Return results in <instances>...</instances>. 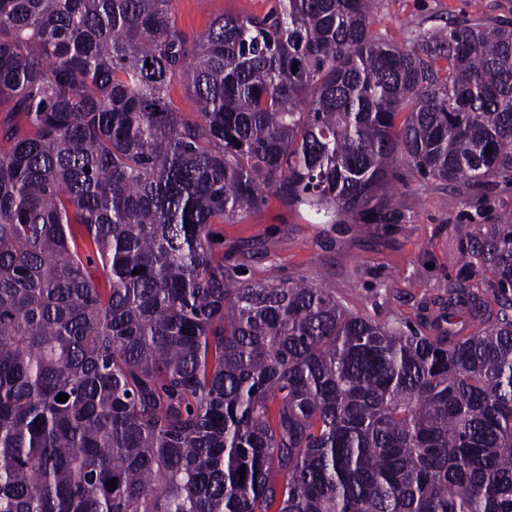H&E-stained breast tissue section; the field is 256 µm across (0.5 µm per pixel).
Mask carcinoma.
Wrapping results in <instances>:
<instances>
[{
	"mask_svg": "<svg viewBox=\"0 0 512 512\" xmlns=\"http://www.w3.org/2000/svg\"><path fill=\"white\" fill-rule=\"evenodd\" d=\"M171 3L0 0V512H512V224L430 335L248 280L213 230L512 172V28L398 45L372 0H274L191 42Z\"/></svg>",
	"mask_w": 512,
	"mask_h": 512,
	"instance_id": "cac0c4a2",
	"label": "carcinoma"
}]
</instances>
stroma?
Instances as JSON below:
<instances>
[{
  "mask_svg": "<svg viewBox=\"0 0 512 512\" xmlns=\"http://www.w3.org/2000/svg\"><path fill=\"white\" fill-rule=\"evenodd\" d=\"M270 0H173L177 27L187 37L205 32L222 14H263ZM450 18L512 24V0H374L372 29L395 43L411 30ZM398 216L383 224H319L308 209L268 194L262 207L216 225L230 263L247 278L303 279L333 289L350 312L419 327L455 283L458 253L500 224H512V174L482 191L414 173L398 185Z\"/></svg>",
  "mask_w": 512,
  "mask_h": 512,
  "instance_id": "stroma-1",
  "label": "stroma"
}]
</instances>
